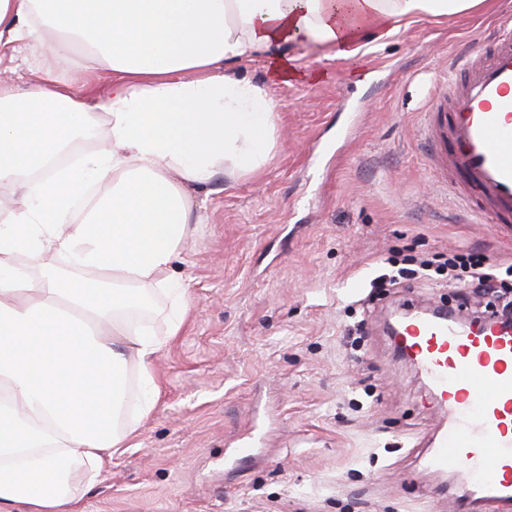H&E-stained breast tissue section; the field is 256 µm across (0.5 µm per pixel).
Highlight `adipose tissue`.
I'll return each instance as SVG.
<instances>
[{
    "mask_svg": "<svg viewBox=\"0 0 512 512\" xmlns=\"http://www.w3.org/2000/svg\"><path fill=\"white\" fill-rule=\"evenodd\" d=\"M482 2L0 0V47L30 73L0 79V184L23 189L0 218V512H80L156 404L152 361L187 312L174 265L196 195L268 163L272 88L326 78L288 46L358 65L371 41ZM256 59L264 83L228 75ZM78 140L93 146L59 163ZM154 292L171 299L161 336L129 315Z\"/></svg>",
    "mask_w": 512,
    "mask_h": 512,
    "instance_id": "ef3b65f1",
    "label": "adipose tissue"
}]
</instances>
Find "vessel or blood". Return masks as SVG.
<instances>
[{"mask_svg": "<svg viewBox=\"0 0 512 512\" xmlns=\"http://www.w3.org/2000/svg\"><path fill=\"white\" fill-rule=\"evenodd\" d=\"M464 68V84L431 101L427 159L459 186L472 212L512 223V29L499 36L487 59L467 58ZM399 347L448 414L425 468L460 465L492 512L512 506V434L505 430L512 420V330L492 321L465 328L443 310L408 319Z\"/></svg>", "mask_w": 512, "mask_h": 512, "instance_id": "vessel-or-blood-1", "label": "vessel or blood"}]
</instances>
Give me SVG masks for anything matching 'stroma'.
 Listing matches in <instances>:
<instances>
[{
  "label": "stroma",
  "mask_w": 512,
  "mask_h": 512,
  "mask_svg": "<svg viewBox=\"0 0 512 512\" xmlns=\"http://www.w3.org/2000/svg\"><path fill=\"white\" fill-rule=\"evenodd\" d=\"M506 26L512 0H485L379 41L357 71L292 47L327 78L274 88L271 159L218 176L196 208L175 266L186 321L153 362L160 397L82 512H489L457 465L423 469L445 417L387 320L493 305L434 273L370 283L392 253L469 250L512 289V223H474L423 153L433 94Z\"/></svg>",
  "instance_id": "35a3bbf8"
}]
</instances>
